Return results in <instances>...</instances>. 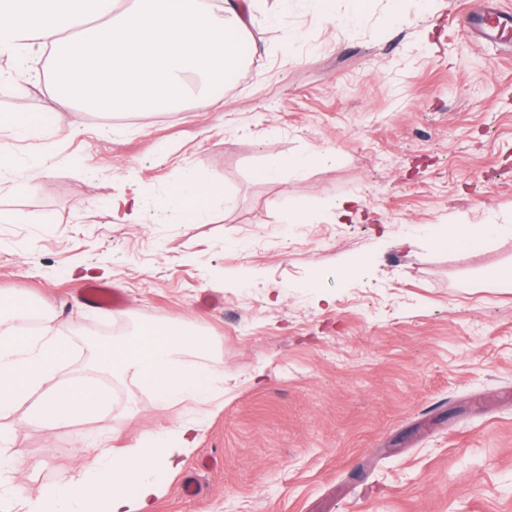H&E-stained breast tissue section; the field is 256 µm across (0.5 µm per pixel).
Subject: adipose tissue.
Listing matches in <instances>:
<instances>
[{
	"label": "adipose tissue",
	"mask_w": 512,
	"mask_h": 512,
	"mask_svg": "<svg viewBox=\"0 0 512 512\" xmlns=\"http://www.w3.org/2000/svg\"><path fill=\"white\" fill-rule=\"evenodd\" d=\"M92 2L84 9L73 0H0V57L19 63L13 83L44 85L57 104L50 112L0 116V126L39 137L60 123L62 112H77L80 94L107 114L168 111L192 96L217 108L214 86L231 83L254 52L255 0H130L125 9L118 0ZM215 192L208 180L189 175L171 186L164 205L193 224L205 218ZM22 309L21 302L0 296V477L11 485L20 512H92L102 501L109 512H153L159 487L152 472L181 467L218 397L211 376L186 364L187 356L212 351V342L191 329L153 325L113 340L79 379L61 383L57 375L71 349L51 325L42 324L33 336L2 332ZM109 375L148 387L162 401H191L195 409L175 432L139 438L117 451L100 444L85 470L65 479L62 493L27 500L20 478L28 463L10 446L17 404L38 393L22 422L50 433L100 412Z\"/></svg>",
	"instance_id": "ef3b65f1"
}]
</instances>
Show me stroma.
I'll list each match as a JSON object with an SVG mask.
<instances>
[{
	"label": "stroma",
	"mask_w": 512,
	"mask_h": 512,
	"mask_svg": "<svg viewBox=\"0 0 512 512\" xmlns=\"http://www.w3.org/2000/svg\"><path fill=\"white\" fill-rule=\"evenodd\" d=\"M462 8L369 0L358 19L336 0L323 20L311 0H260L258 51L221 108L127 125L86 112L35 139L0 127L15 165L42 170L0 182V295L70 345L61 378L147 323L216 345L192 362L223 394L181 469L155 471L154 512H512V287L496 281L512 236L440 243L463 220L512 225V56ZM319 149L334 162L258 176ZM188 171L221 189L203 222L146 200L137 220L113 215L122 183L161 195ZM91 283L125 307L89 310ZM105 385L96 416L16 429L28 497L55 494L83 445L172 431L192 410Z\"/></svg>",
	"instance_id": "1"
}]
</instances>
